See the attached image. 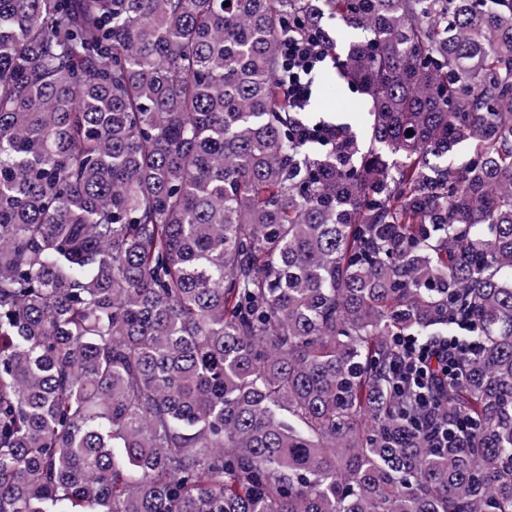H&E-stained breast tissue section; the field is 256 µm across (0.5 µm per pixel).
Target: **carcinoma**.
<instances>
[{"instance_id": "carcinoma-1", "label": "carcinoma", "mask_w": 512, "mask_h": 512, "mask_svg": "<svg viewBox=\"0 0 512 512\" xmlns=\"http://www.w3.org/2000/svg\"><path fill=\"white\" fill-rule=\"evenodd\" d=\"M0 512H512V0H0ZM288 56V78L293 85L292 103L295 108L302 109L310 99L304 112H323L322 114L335 118L336 114L344 117L354 129H361L368 119L369 103L363 94L348 87L340 80V85H332L326 91L318 86H312L309 81L303 82L301 74L308 75L317 63L325 60L326 50L317 35L307 40L288 38L286 43ZM332 92H327L328 90ZM311 97V98H310ZM401 345L407 353L402 361L391 366L396 385L401 386V383L411 382L416 386L418 389L415 394L416 401L428 409L425 422L433 426L437 423L438 417L433 411L436 403L430 388V380L433 382L434 379L431 363L438 362L442 370L448 367V336H438L426 342H420L417 337L409 336L401 342Z\"/></svg>"}]
</instances>
